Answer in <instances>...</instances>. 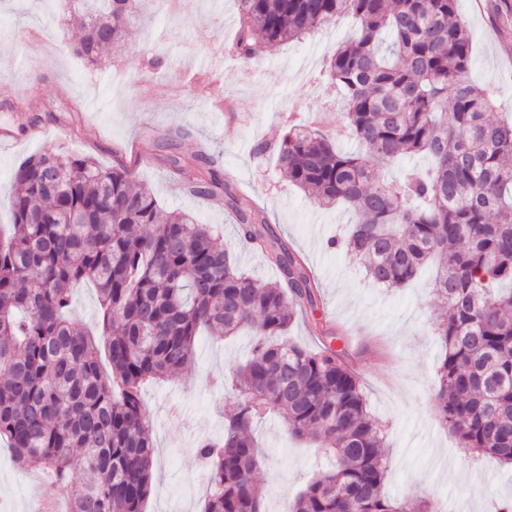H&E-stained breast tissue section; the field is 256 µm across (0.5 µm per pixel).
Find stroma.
<instances>
[{
    "label": "stroma",
    "mask_w": 512,
    "mask_h": 512,
    "mask_svg": "<svg viewBox=\"0 0 512 512\" xmlns=\"http://www.w3.org/2000/svg\"><path fill=\"white\" fill-rule=\"evenodd\" d=\"M457 12L472 37L469 79L492 91L497 111L511 112L512 68L502 59L512 52V0H484L480 12L472 0H457ZM237 27L236 0H196L190 15L148 9L121 48L91 68L75 53L83 20L68 4L47 14L38 0H0V140L13 143L0 151V196L12 193L18 163L40 151L62 145L106 167L121 159L133 183L149 187L163 207L189 212L221 243L233 245L240 268L259 281L275 280L276 271L259 253L235 246L236 226L223 197L185 195L167 165L145 150L149 133L166 129L184 130L181 154L207 143L221 169L246 187L318 281L315 316L335 330V348L361 375L370 411L385 429L388 494L431 495L448 500L455 512H495L499 501L512 498V471L462 450L436 408L440 344L431 321L440 307L430 272L397 291L368 286L327 246L347 234L354 215L314 205L288 185L274 156L252 151L256 142L280 141L292 119L335 127L343 99L336 88L320 84L319 71L328 52L350 36L351 24L341 20L281 44L256 63L208 61L210 49L230 43ZM251 344L245 333L221 342L199 337L186 368L144 387L156 445L144 512H203L208 472L192 443L200 434H222L233 400L219 382ZM254 435L268 452L256 473L266 512H283L313 476L318 452L289 439L276 417L257 422ZM48 499L65 512V490L19 470L0 444V512H41Z\"/></svg>",
    "instance_id": "stroma-1"
}]
</instances>
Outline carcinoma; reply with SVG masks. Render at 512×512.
I'll use <instances>...</instances> for the list:
<instances>
[{"label":"carcinoma","instance_id":"1","mask_svg":"<svg viewBox=\"0 0 512 512\" xmlns=\"http://www.w3.org/2000/svg\"><path fill=\"white\" fill-rule=\"evenodd\" d=\"M143 0H82L89 19L76 53L90 65L123 42ZM230 55L260 60L341 17L356 25L325 63L345 98L336 132L292 125L273 151L288 182L314 204L357 217L342 242L377 288H399L426 265L448 315L432 321L441 422L460 448L512 465V114L468 79L471 36L456 0H236ZM171 177L193 197L227 198L240 240L281 280L260 283L231 260L210 227L134 188L122 159L105 168L68 151L19 163L0 237V439L16 464L51 473L70 512H143L154 465L142 390L182 370L200 330L254 336L224 379L235 400L222 437L194 452L209 469L205 512H266L254 478L265 456L252 434L273 412L288 434L319 443V472L288 512H431L385 493L384 434L334 332L317 350L287 336L319 304L303 259L264 212L221 177L210 154L171 155ZM98 292V338L70 320L73 289ZM89 473L84 483L72 473Z\"/></svg>","mask_w":512,"mask_h":512}]
</instances>
